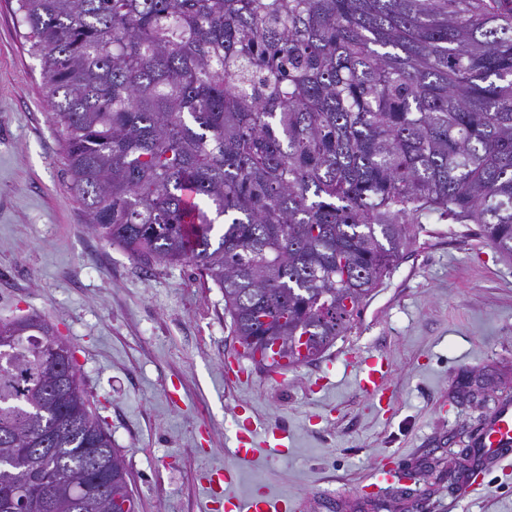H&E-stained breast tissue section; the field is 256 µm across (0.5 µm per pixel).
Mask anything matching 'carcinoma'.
<instances>
[{
	"label": "carcinoma",
	"mask_w": 512,
	"mask_h": 512,
	"mask_svg": "<svg viewBox=\"0 0 512 512\" xmlns=\"http://www.w3.org/2000/svg\"><path fill=\"white\" fill-rule=\"evenodd\" d=\"M16 2L85 224L196 268L258 368L274 344L295 368L333 345L414 224H478L512 260V0ZM27 468L53 487L32 512H136L38 316L0 321V512Z\"/></svg>",
	"instance_id": "carcinoma-1"
}]
</instances>
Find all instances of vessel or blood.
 <instances>
[{
  "label": "vessel or blood",
  "instance_id": "1",
  "mask_svg": "<svg viewBox=\"0 0 512 512\" xmlns=\"http://www.w3.org/2000/svg\"><path fill=\"white\" fill-rule=\"evenodd\" d=\"M391 368L385 358L371 357L359 371L360 388L375 401L389 403L387 379ZM252 425H245L237 435L238 445L236 465L215 470L209 479L213 491L222 493L224 512H296V501L270 492L239 495L236 491L240 483L242 466L258 456L252 437ZM480 446L486 460L500 463L507 450L512 449V403L501 402L493 411L490 422L481 432Z\"/></svg>",
  "mask_w": 512,
  "mask_h": 512
}]
</instances>
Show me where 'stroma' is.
I'll return each mask as SVG.
<instances>
[{"instance_id": "obj_1", "label": "stroma", "mask_w": 512, "mask_h": 512, "mask_svg": "<svg viewBox=\"0 0 512 512\" xmlns=\"http://www.w3.org/2000/svg\"><path fill=\"white\" fill-rule=\"evenodd\" d=\"M0 0V319H48L74 351L92 412L122 456L138 512H224L208 473L234 463L233 413L288 453H262L242 486L298 512H512V463L480 465L481 488L448 471L499 399L512 398V260L476 224L414 225L400 259L319 360L226 382L238 345L224 297L189 266L145 265L92 233L69 185L47 80ZM386 355L392 396L358 384L360 357ZM382 465L410 479L370 487Z\"/></svg>"}]
</instances>
